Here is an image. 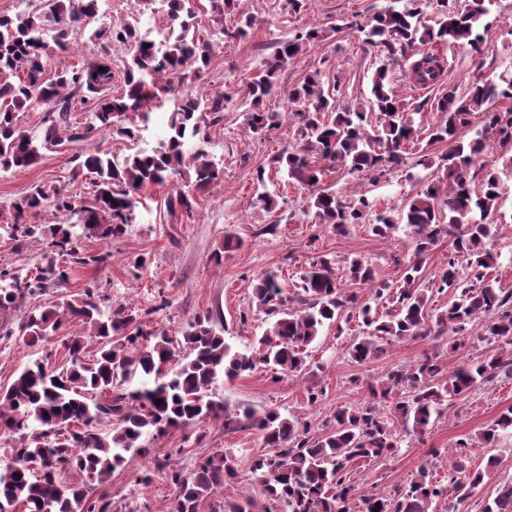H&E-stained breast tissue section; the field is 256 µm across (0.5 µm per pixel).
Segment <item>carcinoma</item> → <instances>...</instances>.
<instances>
[{
  "instance_id": "obj_1",
  "label": "carcinoma",
  "mask_w": 512,
  "mask_h": 512,
  "mask_svg": "<svg viewBox=\"0 0 512 512\" xmlns=\"http://www.w3.org/2000/svg\"><path fill=\"white\" fill-rule=\"evenodd\" d=\"M157 1L167 5L172 22L159 43L140 34L127 18L103 20L100 0H45L38 10L0 16V75H18L16 83L0 81V171L31 167L44 150L106 131L137 142L141 129L125 123L126 113L140 112L148 121L145 108L151 101V86L160 87L173 100L167 137L151 150L139 148L121 161L97 149L74 155L75 175L87 172L95 177L90 199L80 201L61 187L36 184L8 211H0V229L10 240L42 238L54 254L45 265L32 269L0 267V313L20 312L19 329L31 347L69 324L89 327L87 333L66 338L68 358L63 365L51 370L36 359L22 365L8 386L0 387V441L7 443L0 456V512H111L110 500L92 498V486L106 482L126 454L147 455L144 439L172 427L220 418L227 429L263 432L267 447L274 449L252 459L250 473L262 484L271 508L280 512H436L435 504L450 490L468 497L484 483L485 472L465 464L471 448L466 438L456 442L459 462L445 482L435 479L432 460L420 465L407 486L389 495H360L347 475L357 461L394 454L402 442L399 430L422 433L447 416L453 400L465 397L476 385L512 377V290L496 288L487 279L499 258L490 241L492 218L502 206V181L492 169L476 188L468 178L475 158L491 147L504 150L512 168V107L497 106L503 99L512 100V70L494 78L479 73L463 86L446 85L443 59L432 49L457 46L481 60L488 51L490 0H466L462 8L436 0L441 20L435 27L423 20L429 0H406L400 8L387 7L372 15L359 29L363 42L382 45L389 52L371 77L368 108L373 119L359 106L337 108L340 79H326L319 68L290 88L281 85L279 72L302 55L304 47L321 40L316 27L279 43L249 79L246 121L252 133L260 134L267 126L264 101L278 96L288 101L299 139L272 164L313 189L314 218L341 230L348 224L366 223L373 212L370 227L379 238L389 239L399 228L407 229L412 257L394 287L378 281L371 263L362 258L346 262L340 275L331 260L319 259L300 277L297 287L303 299L299 301L285 293L277 275H263L253 288L252 304L266 329L258 344L241 350L232 349L209 316L188 322L179 338L163 329L145 332L135 307L105 308L96 288H86L76 298L63 294L49 305L30 304L48 289L62 287L69 267L106 261L100 254L86 255L80 241L124 234L143 186L186 178L201 190L223 173L204 149L200 122L205 113L215 123L222 121L224 103L231 96L186 87L188 74L200 75L211 61L213 44L190 34L200 0H137L149 5ZM232 3L208 0L205 12L220 24L222 35L242 40L255 19L246 15L232 31L224 30V10ZM93 22L97 23L90 35L97 46L94 57L45 78L48 59L66 52L69 37ZM113 47L126 52L124 83L116 95L112 94ZM398 71L415 86L440 88L434 109L445 115L442 123L415 126L413 113L391 89ZM34 86L42 93V107L33 105ZM79 108L91 114L84 125L73 121ZM20 112L42 114L40 137L18 126ZM471 125L480 131L466 143L459 132ZM441 143L448 146L439 157L440 181L446 188L428 184L397 218L376 211V201L363 194L349 199L319 185L325 162L341 163L350 173L376 182L390 168L405 163L407 146L419 156L416 165L428 167L427 149ZM197 204L195 195L181 189L168 199L170 211L188 216ZM47 211L63 213L67 221H29V215ZM447 234L455 235L454 251L437 279L427 281L424 264ZM361 288L371 289L370 302L359 301ZM436 292L453 297L440 312L429 306ZM386 302L391 307L383 313L374 309ZM353 316L361 320L362 331L350 343L348 354L359 364L377 356L384 341L458 335L474 320L480 324L478 340L505 347L449 376L433 354L392 368L372 390L389 410L376 402L338 406L327 420L328 432L318 439L309 437L298 419L275 408L261 413L251 408L232 410L228 403L213 399L212 386L221 377L233 380L261 365L285 375L303 370L309 348L324 327L334 324L340 330L341 322ZM88 337L98 348L87 362ZM136 375L138 388L123 387ZM104 422L110 423L107 431L100 428ZM509 430L512 408L486 427L479 439L493 447ZM66 470L79 472L82 482H63L60 472ZM157 470L173 487L170 512H202L201 503L223 494L224 482L238 476L235 460L221 450L189 473L168 461ZM482 512H512V483L497 487Z\"/></svg>"
}]
</instances>
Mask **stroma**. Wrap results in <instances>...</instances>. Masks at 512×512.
<instances>
[{"label":"stroma","mask_w":512,"mask_h":512,"mask_svg":"<svg viewBox=\"0 0 512 512\" xmlns=\"http://www.w3.org/2000/svg\"><path fill=\"white\" fill-rule=\"evenodd\" d=\"M393 0H307L300 12H291L286 0H234L224 12L226 27H234L244 14L256 18L251 34L243 40L225 41L217 33L210 14H200L196 31L213 44L212 61L195 82L201 91H223L232 97L224 119L203 121L201 131L206 148L220 161V180L196 194L198 205L192 217L171 213L168 185H148L141 191V205L135 210L126 232L103 242L83 240V251L107 254L105 264L78 266L69 273L66 293L98 288L103 304H133L147 330L165 329L180 335L197 316L220 312L223 335L241 349L256 343L265 325L258 316L248 315L252 291L258 279L269 272L278 274L289 296H296V285L310 263L327 258L344 264L354 257L368 260L378 280L396 284L412 249L406 231H398L391 241L375 236L369 225L351 224L337 230L329 224L314 223L307 216L312 190L276 172L272 159L297 139V126L289 122L288 103L277 97L265 102L268 126L262 134L250 133L245 113V82L255 68L270 55L272 43L288 40L295 32L320 28L321 40L311 45L294 64L281 71L280 82L291 87L301 82L307 70L321 68L326 75L344 83L339 107H354L370 96L371 76L382 58L379 48L363 43L357 25L365 24L374 12ZM490 48L482 63H475L455 48L440 49L445 59V79L464 83L476 71L496 74L512 69V0H495L489 15ZM69 150L45 152L40 162L28 168L0 172V205L7 206L31 185L45 183L63 187L81 197L93 192L92 175L74 176ZM264 168L267 190L275 196L272 211L263 210L255 180L257 168ZM440 170L406 164L390 169L385 182L371 185L356 181L348 168H325L320 184L342 194L358 191L377 203L378 210L398 215L409 199L429 182L439 179ZM503 205L496 218L497 235L492 244L500 255L490 275L500 288L512 289V174H505ZM234 236L239 245L225 250V236ZM145 258L138 268L137 258ZM357 321L343 329L327 327L314 344L311 364L296 375H283L270 368H259L232 381L219 380L212 393L233 407L257 410L279 409L282 415L307 424L310 434L323 435V425L337 406L368 402V385L386 370L412 364L421 356H439L445 372L462 363L494 352V345L478 341L477 324H468L464 344L452 347L448 339H417L384 344L383 351L370 362L352 361L347 349L359 333ZM63 335L46 340L40 348L29 347L22 335H0V386L11 383L16 370L28 360L43 357L60 364L65 349ZM322 388L325 395L316 405L306 399L308 387ZM512 407V378H501L476 388L468 398L457 402L446 418L432 423L424 434H407L398 451L375 461L356 462L351 479L366 494L386 493L396 485H407L417 474L430 450L442 451L456 441L481 432L503 411ZM148 457L133 456L118 467L110 480L96 486L95 494H107L112 512H168L173 488L155 465L171 460L183 470H191L214 451L235 456L240 479L224 486L228 500L247 499L249 512H265L269 503L260 485L251 479L249 464L265 453L262 433L225 429L214 421L202 427L168 429L161 437L148 440ZM496 456V467L476 493L465 501L448 496L437 505V512H481L484 500L497 486L512 482V433L501 435L496 447L478 445L470 450L471 468H484L488 456ZM151 474L149 485H141L144 474Z\"/></svg>","instance_id":"35a3bbf8"}]
</instances>
